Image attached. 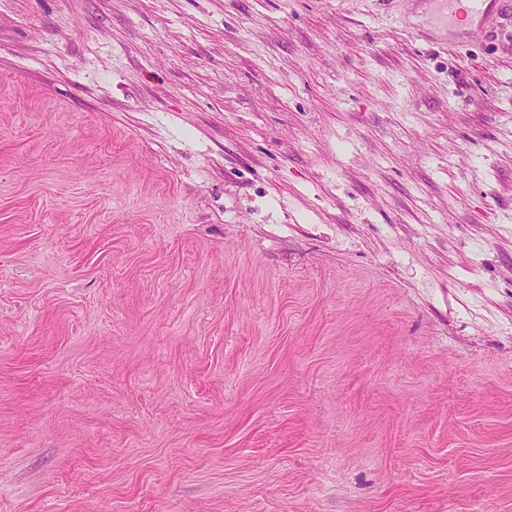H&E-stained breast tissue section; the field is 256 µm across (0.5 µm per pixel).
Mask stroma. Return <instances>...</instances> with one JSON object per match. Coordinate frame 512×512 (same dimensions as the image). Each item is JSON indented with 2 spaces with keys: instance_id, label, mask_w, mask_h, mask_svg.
I'll return each mask as SVG.
<instances>
[{
  "instance_id": "1",
  "label": "stroma",
  "mask_w": 512,
  "mask_h": 512,
  "mask_svg": "<svg viewBox=\"0 0 512 512\" xmlns=\"http://www.w3.org/2000/svg\"><path fill=\"white\" fill-rule=\"evenodd\" d=\"M0 0V512H512V15Z\"/></svg>"
}]
</instances>
